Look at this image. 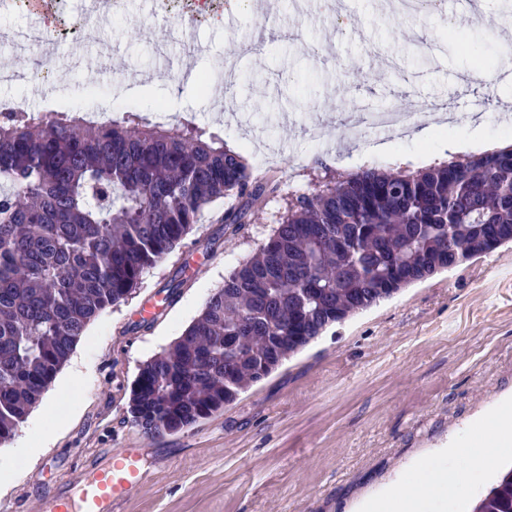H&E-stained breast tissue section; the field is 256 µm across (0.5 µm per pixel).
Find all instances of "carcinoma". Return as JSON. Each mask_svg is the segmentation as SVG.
<instances>
[{
  "instance_id": "carcinoma-1",
  "label": "carcinoma",
  "mask_w": 512,
  "mask_h": 512,
  "mask_svg": "<svg viewBox=\"0 0 512 512\" xmlns=\"http://www.w3.org/2000/svg\"><path fill=\"white\" fill-rule=\"evenodd\" d=\"M269 183L199 126L0 111V446L108 308L214 201L241 224ZM512 243V147L428 168L367 167L309 194L224 275L171 348L144 361L131 422L175 433L232 405L327 328ZM470 512H512V468Z\"/></svg>"
}]
</instances>
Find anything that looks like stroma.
I'll use <instances>...</instances> for the list:
<instances>
[{
	"label": "stroma",
	"instance_id": "stroma-1",
	"mask_svg": "<svg viewBox=\"0 0 512 512\" xmlns=\"http://www.w3.org/2000/svg\"><path fill=\"white\" fill-rule=\"evenodd\" d=\"M446 3L429 16L395 0H257L224 28L201 21L186 33L162 19L143 24L152 0H127L90 35L61 42L48 64L59 70L62 92L32 99L34 111L80 106L90 73L71 58L105 43L113 76L138 89L135 109L176 101L168 125L191 120L219 130L278 189L233 227L224 214L236 196L208 206L136 292L95 320L48 390L59 420L44 422L46 447L33 458L22 452L42 422L36 410L0 447V465L15 472L0 512H43L124 448L140 450L145 478L117 512H355L386 484L411 493L404 478L414 461L512 397L508 245L329 328L194 426L149 437L128 414L139 366L168 348L225 274L255 253L292 194L322 186L329 169L428 165L444 139L512 141V123L496 118L512 97L504 65L512 59V5L480 0L481 21L465 26L467 0ZM189 53L202 72L221 77L213 94L223 108L178 79ZM477 65L494 79L482 92ZM437 104L459 119L425 143L346 124L351 112L396 106L424 127ZM174 279L183 286L170 300ZM148 302L156 313L145 321Z\"/></svg>",
	"mask_w": 512,
	"mask_h": 512
}]
</instances>
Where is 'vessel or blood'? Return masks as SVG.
<instances>
[{
    "instance_id": "1",
    "label": "vessel or blood",
    "mask_w": 512,
    "mask_h": 512,
    "mask_svg": "<svg viewBox=\"0 0 512 512\" xmlns=\"http://www.w3.org/2000/svg\"><path fill=\"white\" fill-rule=\"evenodd\" d=\"M141 456L127 448L111 455L109 461L79 482L76 496H59L44 512H114L142 482Z\"/></svg>"
}]
</instances>
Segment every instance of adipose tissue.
Here are the masks:
<instances>
[{"instance_id": "adipose-tissue-1", "label": "adipose tissue", "mask_w": 512, "mask_h": 512, "mask_svg": "<svg viewBox=\"0 0 512 512\" xmlns=\"http://www.w3.org/2000/svg\"><path fill=\"white\" fill-rule=\"evenodd\" d=\"M512 456V426L505 416L476 421L468 434L437 449L414 466L406 495L394 485L362 501L358 512H445V503L466 484L481 478L498 458Z\"/></svg>"}]
</instances>
